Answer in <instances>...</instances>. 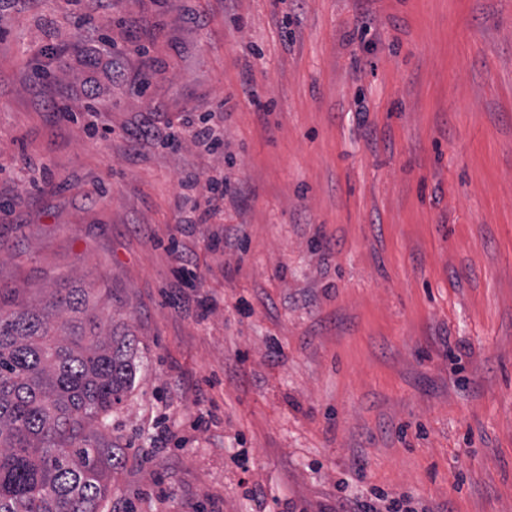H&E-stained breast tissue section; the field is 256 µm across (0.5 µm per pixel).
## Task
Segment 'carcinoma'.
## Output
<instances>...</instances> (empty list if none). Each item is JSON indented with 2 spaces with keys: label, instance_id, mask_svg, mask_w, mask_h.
I'll return each mask as SVG.
<instances>
[{
  "label": "carcinoma",
  "instance_id": "obj_1",
  "mask_svg": "<svg viewBox=\"0 0 512 512\" xmlns=\"http://www.w3.org/2000/svg\"><path fill=\"white\" fill-rule=\"evenodd\" d=\"M16 294L0 288V512H106L124 461L112 411L138 379L135 344L104 329L85 288H56L40 307Z\"/></svg>",
  "mask_w": 512,
  "mask_h": 512
}]
</instances>
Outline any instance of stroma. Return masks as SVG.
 <instances>
[{
	"label": "stroma",
	"mask_w": 512,
	"mask_h": 512,
	"mask_svg": "<svg viewBox=\"0 0 512 512\" xmlns=\"http://www.w3.org/2000/svg\"><path fill=\"white\" fill-rule=\"evenodd\" d=\"M63 276L142 366L111 512H512V0H0V286ZM165 135L171 143L180 144L182 138L185 133L188 135L194 142L205 143L212 147H219L224 144V133L219 128L210 126L204 127L196 130H185L182 131H174L172 128H169ZM224 201V178L221 181L208 179L205 183V208L199 215L200 223L205 224L213 213L220 209Z\"/></svg>",
	"instance_id": "stroma-1"
}]
</instances>
